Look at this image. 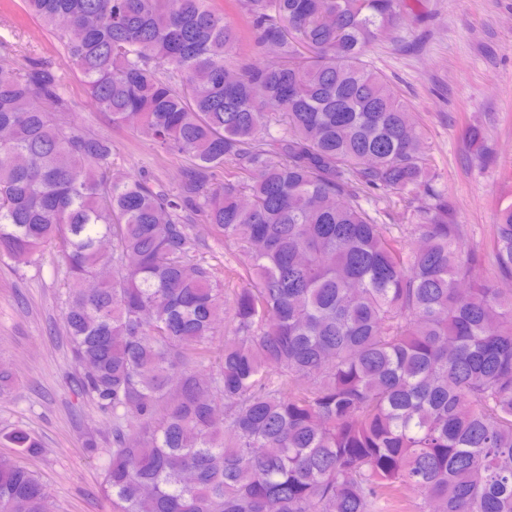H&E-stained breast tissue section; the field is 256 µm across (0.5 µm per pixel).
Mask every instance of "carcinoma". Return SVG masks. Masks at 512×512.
I'll return each mask as SVG.
<instances>
[{"mask_svg":"<svg viewBox=\"0 0 512 512\" xmlns=\"http://www.w3.org/2000/svg\"><path fill=\"white\" fill-rule=\"evenodd\" d=\"M236 2L272 56L229 58L212 0H22L113 125L186 159L172 194L112 179L57 68L0 57V260L60 252L77 386L112 417V447L87 443L112 512H512V201L473 247L429 183L423 131L365 60L404 0ZM419 190L398 235L362 206ZM198 216L239 246V287L198 257ZM0 512H55L5 456Z\"/></svg>","mask_w":512,"mask_h":512,"instance_id":"1","label":"carcinoma"}]
</instances>
